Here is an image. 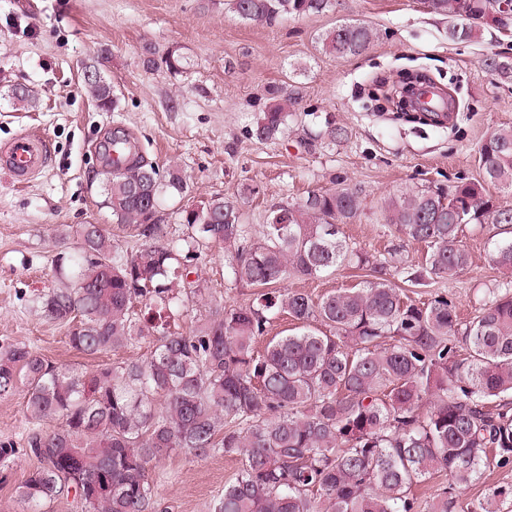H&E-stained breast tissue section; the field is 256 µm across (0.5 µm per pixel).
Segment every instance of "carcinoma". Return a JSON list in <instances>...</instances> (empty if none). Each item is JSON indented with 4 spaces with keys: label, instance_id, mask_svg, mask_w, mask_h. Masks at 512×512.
<instances>
[{
    "label": "carcinoma",
    "instance_id": "carcinoma-1",
    "mask_svg": "<svg viewBox=\"0 0 512 512\" xmlns=\"http://www.w3.org/2000/svg\"><path fill=\"white\" fill-rule=\"evenodd\" d=\"M240 18L275 23L320 14L332 0H227ZM451 38L498 26L493 0H431L459 20ZM372 28L341 23L319 37L322 51L357 55ZM484 66L512 78V63ZM97 105L117 107L112 85H88ZM299 94L273 98L251 129L259 141L288 128ZM112 146L127 163L103 170L104 207L142 243L128 253L99 224L75 231L74 254L59 257L63 286L40 297L36 311L68 326L72 348L88 356L135 341L152 343L144 360L93 372L56 366L21 343L0 345V399L27 388V411L38 421L25 447L0 444V479L21 455L39 461L15 489L25 512H45L72 495L82 512H155L151 468L186 452L239 456L243 466L224 485L212 512H456V491L493 464L512 462V288H491L468 320L446 298L422 306L401 296L395 279L425 287L471 265L461 233L491 222L488 263L512 271V208L494 205L489 187L512 192V127L488 133L479 148L482 176L448 192L430 188L384 201L404 239L427 247L423 261L397 250L379 258L339 237L362 206L358 191H313L295 205L270 209L260 236L240 222L237 201L214 196L182 211L186 237L164 240L161 198H181L180 168L160 171L134 157L119 132ZM227 255L232 278L260 289L245 307L212 302L190 334L171 330L188 312L185 298L204 294L192 262L212 247ZM367 271L351 288L315 299L302 291L269 290L293 275L314 278L341 266ZM144 305L141 312L135 304ZM287 315L297 327L257 340ZM321 328L312 329L311 323ZM465 347L467 357H459ZM448 488L422 500L413 487L436 474ZM512 487H498L462 512H500Z\"/></svg>",
    "mask_w": 512,
    "mask_h": 512
}]
</instances>
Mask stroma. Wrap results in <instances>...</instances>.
Wrapping results in <instances>:
<instances>
[{
	"label": "stroma",
	"instance_id": "stroma-1",
	"mask_svg": "<svg viewBox=\"0 0 512 512\" xmlns=\"http://www.w3.org/2000/svg\"><path fill=\"white\" fill-rule=\"evenodd\" d=\"M342 22L371 27L375 40L360 55L321 51L320 34ZM452 22L426 0H336L323 13L272 25L242 20L224 0H0V146L25 132L40 134L51 165L23 185L0 173V341L30 345L45 359L93 371L104 364L145 359L139 342L89 357L68 344L67 330L40 318V296L61 285L58 254L71 240L57 229L105 226L128 250L139 242L117 226L104 207L99 146L112 131L134 139L144 159L159 168L179 166L188 184L178 200H165L168 238H182L179 209L213 196L237 198L242 223L260 232L270 207L295 204L308 192L349 187L362 207L343 225L350 246L385 255L399 245L411 263L424 244L400 242L382 205L405 189L448 187L476 179L483 136L512 126V79L487 70L497 55L512 60V36L483 31L452 40ZM187 59L179 73L161 59L168 51ZM95 67L118 97L104 111L88 94L86 67ZM422 71L451 89L457 110L450 125L419 115L376 109L383 85L403 71ZM28 92L25 104L13 88ZM299 90L296 115L275 139L252 138L270 89ZM348 131L338 144L318 141L326 122ZM490 225L469 224L462 240L471 268L421 288L406 287L415 303L443 296L461 317H471L489 288L512 285V272L492 267L486 253ZM206 296L188 304L179 322L191 332L209 300L245 306L254 287L235 282L222 249L196 261ZM26 388L0 399V444L22 447L33 420ZM241 468L235 456L175 454L158 465V512H210Z\"/></svg>",
	"mask_w": 512,
	"mask_h": 512
}]
</instances>
